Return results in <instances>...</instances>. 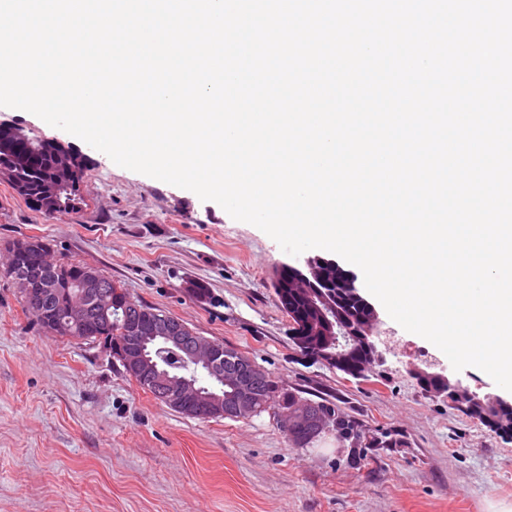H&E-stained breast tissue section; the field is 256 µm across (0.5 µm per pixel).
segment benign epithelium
Segmentation results:
<instances>
[{
    "label": "benign epithelium",
    "mask_w": 512,
    "mask_h": 512,
    "mask_svg": "<svg viewBox=\"0 0 512 512\" xmlns=\"http://www.w3.org/2000/svg\"><path fill=\"white\" fill-rule=\"evenodd\" d=\"M45 248L46 245L39 239L21 241L10 247L7 264L0 268V273L9 277L15 275V258L19 254L28 251L40 252ZM328 265L334 266L336 261L314 255L305 258L300 264H289L287 268L294 272L298 285L312 295L314 280L318 279L322 268ZM79 287L86 289V292L81 294L80 300L71 303L69 314L84 333L90 334L102 320L112 314V292L107 290L108 283L105 278L97 274L85 279ZM133 332L136 335V345L131 355L126 354L122 346L100 336L96 337V343L113 353L124 367L136 368L168 406L179 408L184 403L203 402L210 411L248 417L265 406L257 395L258 381L262 378L261 370L240 366L235 349L226 347L224 357H219L217 346L211 339L198 335L184 322L168 314L158 315L148 323L133 327ZM349 345H361L365 348L366 362L362 365L365 371L382 359L371 327L358 333L340 327L339 338L336 339V346L340 350L336 352L302 348L300 353L333 367L342 364L345 356L342 349ZM171 348L181 350L184 360L208 373L216 385L210 389H202L182 371L162 364L157 355L160 351ZM410 374L428 394L446 399L451 406L462 407L469 400L477 401L468 388L442 373L416 369L410 371ZM281 423L292 439L295 438L294 431L303 426L308 427L314 436L333 431L330 420L322 414L318 405L308 401L296 402L283 413Z\"/></svg>",
    "instance_id": "obj_1"
}]
</instances>
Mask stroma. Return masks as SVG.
<instances>
[{
  "instance_id": "35a3bbf8",
  "label": "stroma",
  "mask_w": 512,
  "mask_h": 512,
  "mask_svg": "<svg viewBox=\"0 0 512 512\" xmlns=\"http://www.w3.org/2000/svg\"><path fill=\"white\" fill-rule=\"evenodd\" d=\"M0 123L85 154L82 209H32L0 178V260L22 238L97 268L132 300L248 356L285 389L325 400L368 433L359 466L334 434L295 446L276 409L193 419L162 404L100 345L44 331L0 276V512H492L512 506V436L424 393L411 371L445 373L479 396L512 401L475 367L380 311L383 364L355 379L301 356L276 303V270L295 258L217 203L116 165L24 110ZM205 282L209 301L186 291Z\"/></svg>"
}]
</instances>
